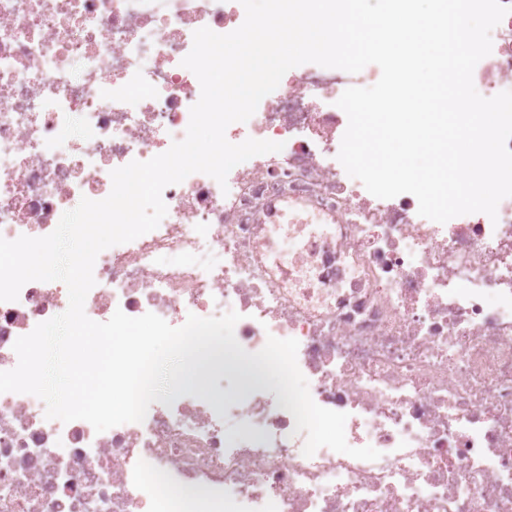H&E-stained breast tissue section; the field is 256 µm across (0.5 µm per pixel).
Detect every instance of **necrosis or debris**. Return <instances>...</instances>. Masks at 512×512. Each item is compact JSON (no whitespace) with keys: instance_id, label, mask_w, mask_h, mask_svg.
Here are the masks:
<instances>
[{"instance_id":"1","label":"necrosis or debris","mask_w":512,"mask_h":512,"mask_svg":"<svg viewBox=\"0 0 512 512\" xmlns=\"http://www.w3.org/2000/svg\"><path fill=\"white\" fill-rule=\"evenodd\" d=\"M244 19L240 0H0V237L50 234L81 198L110 194L112 170L182 140L201 94L182 65L194 31ZM349 79L289 70L249 128L226 129L282 151L223 186L197 172L165 187L160 225L98 255L85 313L179 327L234 311L248 352L296 339L313 400L380 458L304 456L279 395L242 392L228 359L211 384L222 402L155 403L102 433L0 393V512H169L157 477L195 488L186 512H512V197L496 218L440 224L412 194L371 195L337 159ZM473 82L485 97L512 90V14ZM67 307L60 281L0 302V371Z\"/></svg>"}]
</instances>
